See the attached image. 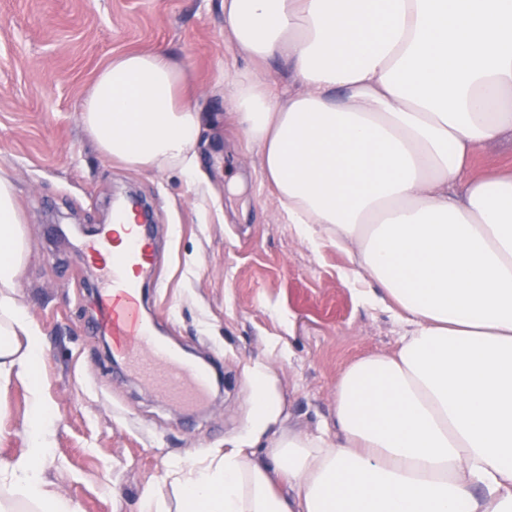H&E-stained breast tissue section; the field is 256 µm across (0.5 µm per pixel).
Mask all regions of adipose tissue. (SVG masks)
<instances>
[{"mask_svg":"<svg viewBox=\"0 0 512 512\" xmlns=\"http://www.w3.org/2000/svg\"><path fill=\"white\" fill-rule=\"evenodd\" d=\"M224 29L251 61L232 108L285 223L330 238L404 332L337 379V439L291 431L262 457L174 463L181 512H512V169L470 167L512 135V0H224ZM276 61L294 90L258 78ZM185 79L161 51L114 56L81 122L105 157L201 183ZM14 196L0 175L4 382L41 355L16 299L29 245ZM252 375L260 428L280 401L266 364ZM50 424L32 386L28 450L0 463V486L78 512L43 474Z\"/></svg>","mask_w":512,"mask_h":512,"instance_id":"1","label":"adipose tissue"}]
</instances>
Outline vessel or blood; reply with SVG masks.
Listing matches in <instances>:
<instances>
[{
    "mask_svg": "<svg viewBox=\"0 0 512 512\" xmlns=\"http://www.w3.org/2000/svg\"><path fill=\"white\" fill-rule=\"evenodd\" d=\"M130 212L127 206L115 210L112 224L83 242L100 272L94 328L111 336L114 352L144 385L184 407L201 405L210 395L209 369L186 360L143 317L140 277L152 260L145 226L136 225L122 249L112 248V226L124 223Z\"/></svg>",
    "mask_w": 512,
    "mask_h": 512,
    "instance_id": "vessel-or-blood-1",
    "label": "vessel or blood"
}]
</instances>
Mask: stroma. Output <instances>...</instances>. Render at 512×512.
<instances>
[{
    "mask_svg": "<svg viewBox=\"0 0 512 512\" xmlns=\"http://www.w3.org/2000/svg\"><path fill=\"white\" fill-rule=\"evenodd\" d=\"M156 49L185 65L206 116L201 191L180 171L107 159L80 120L113 56ZM245 64L224 31V0H0V174L32 251L17 299L43 336L34 381L53 413L43 469L80 512H140L149 489L162 512H177L170 463H207L234 443L263 454L249 440L255 363L280 395L275 430L332 434L343 370L399 345L402 328L344 280L347 257L327 241L311 248L281 219L257 149L228 114L229 79ZM129 188L155 212L147 319L224 376L190 413L113 368L92 328L96 271L58 242L59 223H108L112 198ZM31 382L0 388V461L26 450Z\"/></svg>",
    "mask_w": 512,
    "mask_h": 512,
    "instance_id": "stroma-1",
    "label": "stroma"
}]
</instances>
